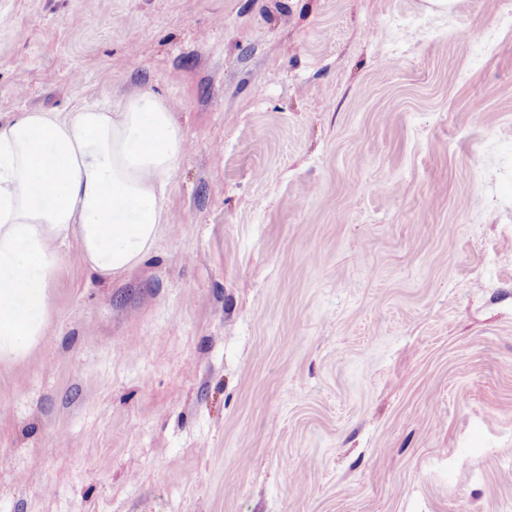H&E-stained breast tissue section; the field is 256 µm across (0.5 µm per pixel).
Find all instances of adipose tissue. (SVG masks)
<instances>
[{"label": "adipose tissue", "mask_w": 512, "mask_h": 512, "mask_svg": "<svg viewBox=\"0 0 512 512\" xmlns=\"http://www.w3.org/2000/svg\"><path fill=\"white\" fill-rule=\"evenodd\" d=\"M185 149L170 106L150 92L0 123V363L28 356L45 333L56 242L76 238L105 276L150 252Z\"/></svg>", "instance_id": "1"}]
</instances>
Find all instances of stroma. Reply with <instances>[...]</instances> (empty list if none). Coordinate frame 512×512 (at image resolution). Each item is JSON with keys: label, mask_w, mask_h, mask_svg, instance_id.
Instances as JSON below:
<instances>
[{"label": "stroma", "mask_w": 512, "mask_h": 512, "mask_svg": "<svg viewBox=\"0 0 512 512\" xmlns=\"http://www.w3.org/2000/svg\"><path fill=\"white\" fill-rule=\"evenodd\" d=\"M511 14L0 0L1 121L150 91L188 145L137 266L59 247L0 512H512Z\"/></svg>", "instance_id": "1"}]
</instances>
